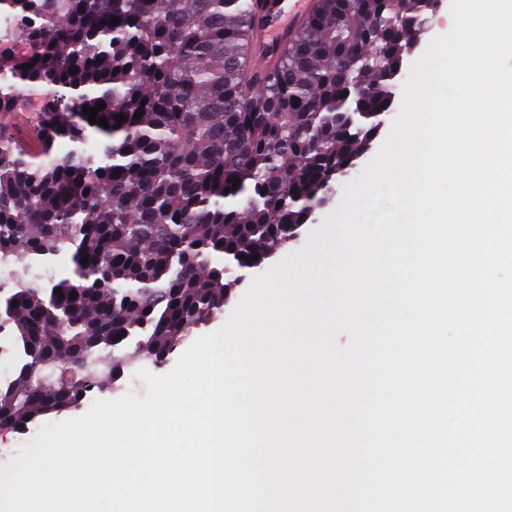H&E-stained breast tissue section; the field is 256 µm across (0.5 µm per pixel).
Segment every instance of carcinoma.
<instances>
[{
	"instance_id": "carcinoma-1",
	"label": "carcinoma",
	"mask_w": 512,
	"mask_h": 512,
	"mask_svg": "<svg viewBox=\"0 0 512 512\" xmlns=\"http://www.w3.org/2000/svg\"><path fill=\"white\" fill-rule=\"evenodd\" d=\"M259 6L0 0L25 44L0 55V112L52 87L35 148L0 134L13 284H0V328L23 354L0 383L1 432L80 404L135 361L164 364L224 307L236 269L286 247L369 149L426 0H313L260 77ZM100 101L106 128L83 110ZM58 259L71 276L28 280Z\"/></svg>"
}]
</instances>
